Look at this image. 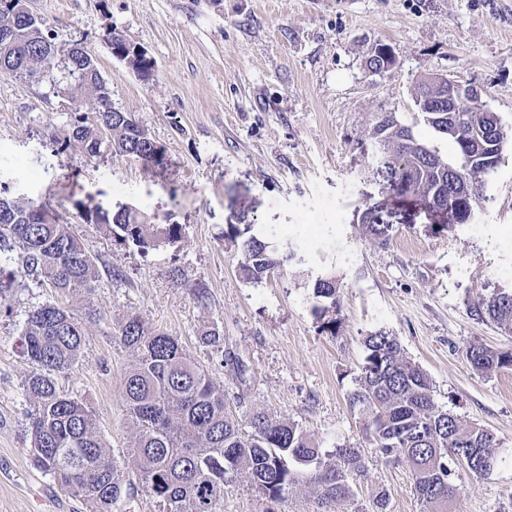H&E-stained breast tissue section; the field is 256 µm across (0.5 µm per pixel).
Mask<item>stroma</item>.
I'll list each match as a JSON object with an SVG mask.
<instances>
[{"instance_id": "35a3bbf8", "label": "stroma", "mask_w": 512, "mask_h": 512, "mask_svg": "<svg viewBox=\"0 0 512 512\" xmlns=\"http://www.w3.org/2000/svg\"><path fill=\"white\" fill-rule=\"evenodd\" d=\"M57 44L94 50L115 109L131 113L167 150L159 173L134 158L87 160L71 143L73 101L49 76L0 74V193L50 200L98 270L83 297L59 299L23 269L0 302V512H87L33 462L22 334L31 310L63 303L86 318L85 346L57 382L87 403L103 442L122 460L134 431L123 378L136 356L116 333L128 315L175 336L223 387L238 419L253 411L295 422L325 450L351 445L370 458L338 512H369L386 491L387 512H421L403 462L376 459L351 409L366 352L384 330L428 372L437 405L494 437L489 476L456 467L460 495L448 512H512V369L475 370L470 344L512 351V331L472 308L512 289V150L491 185L485 214L441 234L424 217L400 224L380 246L357 220L379 186L368 146L377 116L416 124V82L447 76L475 85L512 132V0H29ZM116 29L155 61L139 79L102 37ZM392 61H366L378 47ZM133 202L179 241L148 252L87 223L88 208ZM252 224L297 260L262 282L245 280L227 225ZM333 272L335 306L321 310L313 285ZM216 328L222 348L200 342ZM244 364L231 371L225 354Z\"/></svg>"}]
</instances>
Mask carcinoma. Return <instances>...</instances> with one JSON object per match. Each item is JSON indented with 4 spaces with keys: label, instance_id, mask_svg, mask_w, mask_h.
Listing matches in <instances>:
<instances>
[{
    "label": "carcinoma",
    "instance_id": "carcinoma-1",
    "mask_svg": "<svg viewBox=\"0 0 512 512\" xmlns=\"http://www.w3.org/2000/svg\"><path fill=\"white\" fill-rule=\"evenodd\" d=\"M104 43L134 74L150 69L143 57L127 60L116 30H108ZM65 55L66 48L56 45L46 23L30 14L16 42L0 41V74L33 78L43 70L56 77L63 92L78 102L70 113V128L87 159L109 152L163 170L164 147L149 136L132 134L131 114L113 111L96 54L86 49L64 65ZM415 97L425 99L428 111L420 118L433 139L452 143L454 155H442L438 147L417 138L412 126L384 112L370 144L371 175L384 193L412 198L428 219L434 217L435 203L448 201L447 222H432L430 228L452 230L483 213L492 200L486 184L509 147L508 134L486 118L484 102L461 101L459 111H448V101L437 100L430 78L418 82ZM88 98L94 101L93 111L83 112L81 104ZM396 217L397 212L382 202L370 213L362 211L360 223L366 235L386 246L399 229ZM86 218L114 239L143 250L174 243L182 235L181 225L154 224L141 210L126 215L88 211ZM224 240L239 250V270L247 281H262L284 262L252 234L250 224L227 225ZM14 245L22 250L25 270L57 293L78 297L95 288V265L49 203L24 202L0 214V248ZM10 262L0 255L3 300L17 278ZM337 288L333 276L321 275L315 279L314 295L334 301ZM475 312L511 331L512 290L495 291ZM23 336L24 356L32 365L25 387L33 398L29 429L34 463L81 498L89 512H111L131 472L162 503L164 512H222L224 489L242 472L271 502L309 484L317 490L321 512H336V505L352 496V482L368 468L359 449L343 445L326 452L297 424L265 412L250 413L251 431H243L226 410L224 389L187 356L178 339L134 315L124 319L116 333L137 354L124 379L125 411L135 436L119 464L109 456L89 407L57 385L56 376L72 367L84 347L83 320L65 307L42 305L29 314ZM364 346L366 357L348 394L349 404L363 418L379 457L408 464L423 512H445L459 495L452 479L454 466L463 463L480 476L494 470V437L435 404L429 375L408 360L396 337L374 331L365 336ZM465 356L481 372L512 367L511 351L471 345Z\"/></svg>",
    "mask_w": 512,
    "mask_h": 512
}]
</instances>
